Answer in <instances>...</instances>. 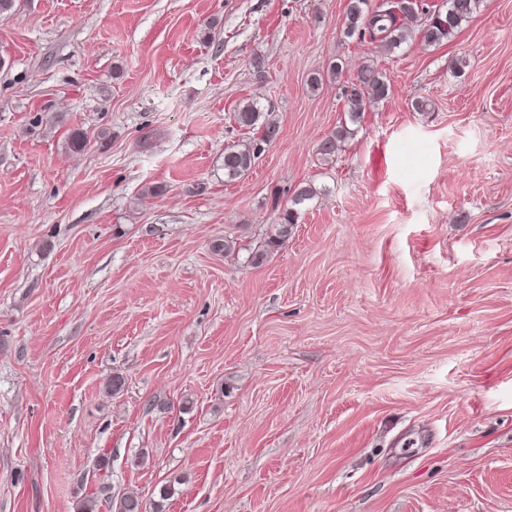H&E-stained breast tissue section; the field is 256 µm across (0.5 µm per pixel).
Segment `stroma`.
I'll return each instance as SVG.
<instances>
[{"instance_id": "stroma-1", "label": "stroma", "mask_w": 512, "mask_h": 512, "mask_svg": "<svg viewBox=\"0 0 512 512\" xmlns=\"http://www.w3.org/2000/svg\"><path fill=\"white\" fill-rule=\"evenodd\" d=\"M347 4L0 19V512H512V0L391 52ZM366 64L391 93L324 162ZM251 99L280 133L228 182ZM319 193L320 191L311 184L301 186L294 191L293 197L290 200L291 207H288V209L285 210V213L281 217V224H278L277 239H272L267 243V251L272 247H278L288 240V237L292 233V229L299 219V208H297V206L304 204L306 201L313 200Z\"/></svg>"}]
</instances>
